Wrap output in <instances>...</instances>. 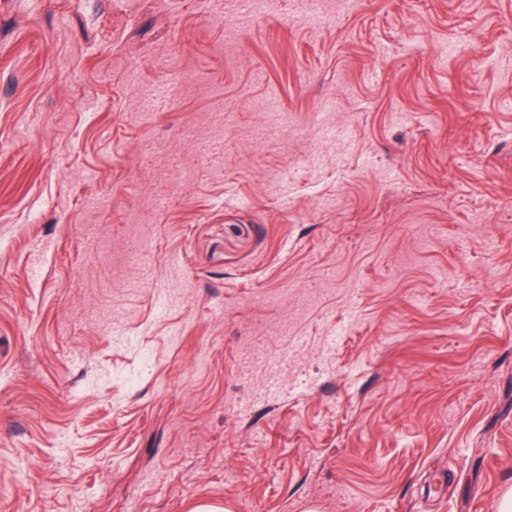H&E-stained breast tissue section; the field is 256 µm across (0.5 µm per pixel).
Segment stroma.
I'll list each match as a JSON object with an SVG mask.
<instances>
[{"mask_svg": "<svg viewBox=\"0 0 512 512\" xmlns=\"http://www.w3.org/2000/svg\"><path fill=\"white\" fill-rule=\"evenodd\" d=\"M304 9L0 0V512L512 490V0Z\"/></svg>", "mask_w": 512, "mask_h": 512, "instance_id": "obj_1", "label": "stroma"}]
</instances>
